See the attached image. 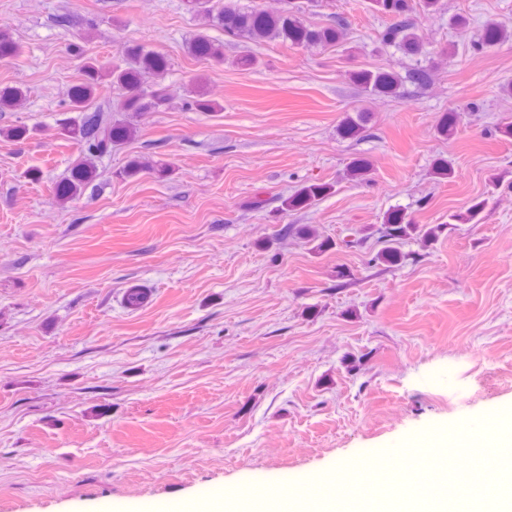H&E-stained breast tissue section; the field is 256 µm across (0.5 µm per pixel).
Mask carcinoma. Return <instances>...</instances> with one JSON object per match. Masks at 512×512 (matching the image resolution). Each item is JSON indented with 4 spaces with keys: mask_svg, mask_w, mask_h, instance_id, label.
Segmentation results:
<instances>
[{
    "mask_svg": "<svg viewBox=\"0 0 512 512\" xmlns=\"http://www.w3.org/2000/svg\"><path fill=\"white\" fill-rule=\"evenodd\" d=\"M188 10L202 20L207 28L224 31V36L243 43L263 44L280 42L300 47H334L347 36L344 22L315 25L303 18V6L288 0L285 6L268 12L256 5L245 7L240 0H186ZM372 9L393 18V22L380 33V41L394 44L407 55L414 57L423 53V43L416 32L411 15L417 11L434 12L440 0H370ZM512 40V24L492 21L482 29L477 47L494 46ZM20 47L8 33L0 29V61L18 56ZM188 54L197 60H224V43L205 32L198 33L188 45ZM169 70L166 56L147 45L127 41L119 49V59L112 68L103 67L93 58L83 65V79L69 93L68 111L73 116L60 121L64 139L77 145L80 158L71 168L70 175L56 184L54 197L57 202H69L82 194L97 176L96 161L112 152V145L136 138L138 130L133 117L141 112L158 110L166 106L180 92L186 106L197 112H220L223 105L209 98L205 82L197 78L192 83L174 88L161 82ZM431 78L429 69L416 66L405 74L392 70L362 69L353 73V80L370 95H395L404 83L426 85ZM112 87V96L89 107V102L103 80ZM25 96L20 87L0 90V112L16 106ZM458 115L455 112L442 114L437 133L448 138L457 130ZM367 116L363 112L347 114L339 124L338 131L344 137H358L366 128ZM437 181H452L455 169L444 158L437 159L432 167ZM332 184L309 182L299 191L283 201L286 210H297L313 205L331 193ZM485 202L474 201L465 211L449 215L448 224L477 223ZM287 231L299 235L310 246V250L322 253L330 247L328 240L307 224L290 225ZM439 224H418L401 210L387 213L377 233L383 239V247L372 256L371 262L388 266L400 265L405 254L401 246L410 240L433 244L439 237Z\"/></svg>",
    "mask_w": 512,
    "mask_h": 512,
    "instance_id": "carcinoma-1",
    "label": "carcinoma"
}]
</instances>
